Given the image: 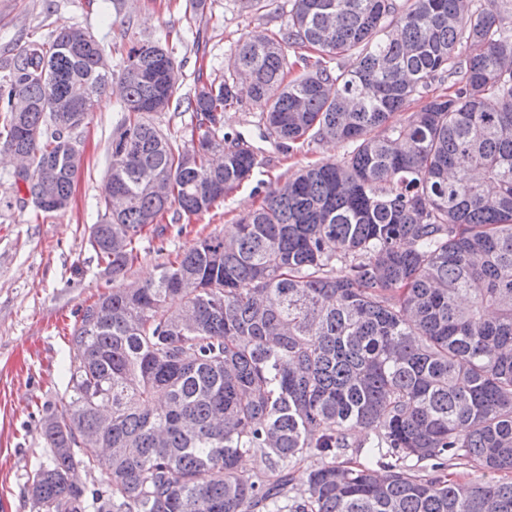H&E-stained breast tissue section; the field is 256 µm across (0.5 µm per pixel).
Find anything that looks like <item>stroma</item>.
<instances>
[{
  "label": "stroma",
  "instance_id": "obj_1",
  "mask_svg": "<svg viewBox=\"0 0 512 512\" xmlns=\"http://www.w3.org/2000/svg\"><path fill=\"white\" fill-rule=\"evenodd\" d=\"M199 15L186 14V0H125L121 11L103 0H0V56L26 38L50 39L62 24L88 28L105 44L123 36L177 34L178 57L185 65L175 104L154 115L163 132L183 135L189 115L184 97L193 93V71L224 76V62L235 43L251 31L278 29L285 13L240 11L235 0H206ZM115 89L101 96L89 118L75 129L84 166L68 208L45 213L22 203L14 185L15 165L0 158V512H31L27 486L35 471L50 462L41 434L49 407L64 397L71 360L70 332L82 308L102 293L106 278L89 245L93 224L104 214L102 192L112 131L121 117ZM224 130L258 145L261 165L249 181L230 192L208 213L179 225L169 223L163 237L144 230L140 255L128 274L132 283L155 278L159 267L185 251L198 237L226 234L241 213L257 208L270 182L314 162L341 160L342 142H317L289 155L260 141L256 111L250 105L224 113Z\"/></svg>",
  "mask_w": 512,
  "mask_h": 512
}]
</instances>
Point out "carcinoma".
<instances>
[{"mask_svg":"<svg viewBox=\"0 0 512 512\" xmlns=\"http://www.w3.org/2000/svg\"><path fill=\"white\" fill-rule=\"evenodd\" d=\"M290 49L309 54L288 81ZM182 67L166 36L130 41L115 70L67 24L0 61V153L27 160L15 184L43 212L39 188L72 198V131L110 80L124 89L89 237L111 287L70 333L34 512H512V0H288L287 26L240 39L223 81L197 75L179 142L152 115ZM244 85L264 141L351 150L126 283L146 226L209 211L259 167L224 132ZM248 453L263 468L245 477ZM312 456L295 495L287 468ZM458 461L474 478L445 473ZM75 468L105 490L87 495Z\"/></svg>","mask_w":512,"mask_h":512,"instance_id":"carcinoma-1","label":"carcinoma"}]
</instances>
